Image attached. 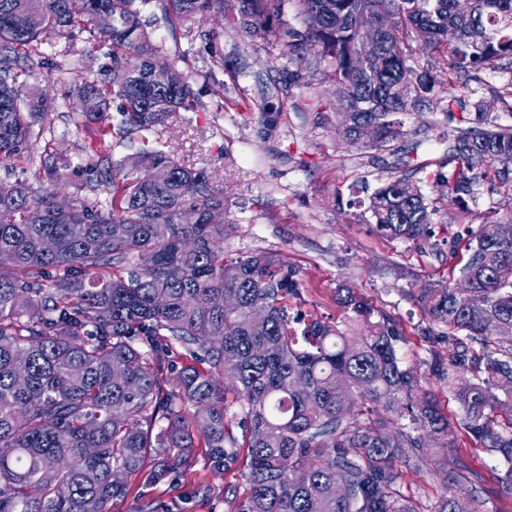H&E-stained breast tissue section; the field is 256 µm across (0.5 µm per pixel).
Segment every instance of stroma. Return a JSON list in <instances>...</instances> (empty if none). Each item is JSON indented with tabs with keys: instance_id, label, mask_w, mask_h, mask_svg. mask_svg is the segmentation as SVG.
I'll use <instances>...</instances> for the list:
<instances>
[{
	"instance_id": "35a3bbf8",
	"label": "stroma",
	"mask_w": 512,
	"mask_h": 512,
	"mask_svg": "<svg viewBox=\"0 0 512 512\" xmlns=\"http://www.w3.org/2000/svg\"><path fill=\"white\" fill-rule=\"evenodd\" d=\"M296 6H289L280 27L263 32L243 29L233 17L179 22L153 27L155 42L169 50L190 49L183 71L199 103L177 112L160 127L158 144L173 150L184 165L206 169L224 193V221L234 227L224 240V257L234 261L256 252L276 254L295 269L303 285L299 310L330 323L344 319L333 291L338 281L350 282L373 308L399 320L405 341L400 354L418 368L425 389L433 392L442 411L456 405L448 390L430 372L436 359L447 358L452 343L423 334L419 309L405 295L415 279H442L465 259L473 230L485 219H512V197L505 189L481 181L466 207L440 202L429 244L381 237L360 221V208L349 207L355 190H375L405 170L413 171L422 191L438 199L437 175L448 171L452 131L467 127L477 108L500 123L512 124L494 96L512 85V67L482 73L470 80L465 107H449L447 99L422 104L403 121L404 140L377 148L343 140L336 112V86L320 71L287 60L283 27L299 26ZM53 61L74 72L96 76L108 59L93 32L73 29L44 39ZM100 119L76 121L70 109L54 115L55 132L31 144L61 178L52 189L61 196L96 185L89 164L111 143L112 157L121 160L141 146L139 134L100 138ZM459 452L480 482L481 512H512V482L504 468L477 443L455 434ZM204 446L176 477L177 490L145 485L141 476L128 478V491L112 501L109 512H230L217 491L239 482L237 472L217 473L204 462Z\"/></svg>"
}]
</instances>
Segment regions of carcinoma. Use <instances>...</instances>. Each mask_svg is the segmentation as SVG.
Wrapping results in <instances>:
<instances>
[{
    "label": "carcinoma",
    "instance_id": "carcinoma-1",
    "mask_svg": "<svg viewBox=\"0 0 512 512\" xmlns=\"http://www.w3.org/2000/svg\"><path fill=\"white\" fill-rule=\"evenodd\" d=\"M285 2L239 0L238 20L267 30ZM295 2L302 22L317 12L323 23L288 28V55L326 66L347 108L342 122L374 123L376 146L403 140L401 116L436 95L437 76L412 65L414 32L459 78L512 61V0ZM152 3L167 21H191L224 13L228 0H0V162L51 131L58 111L42 92L16 95L18 60L44 67L41 35L85 24L111 64L99 78L73 80L71 96L93 117L117 100L118 130L145 142L119 164L103 146L92 163L103 201L77 195L57 209L49 190L0 182V512H108L129 475L171 480L198 438L215 471H240L244 485L223 489L231 512H479L473 472L451 436L467 434L512 480V239L486 221L452 280L418 279L405 290L422 320L454 341L448 363L432 366L458 407L445 414L401 361L398 322L350 285L334 291L344 326L307 322L289 305L300 280L276 255L224 262L232 225L208 221L224 194L206 170L146 145L198 103L179 69L185 56L151 40L142 9ZM359 11L378 27L383 60L374 68L356 57ZM19 12L29 19L23 31L12 24ZM157 56L169 57L165 81L152 72ZM502 154L512 155V125L481 111L476 125L456 128L448 202L465 204L481 177L512 192V171L494 162ZM184 209L199 222L180 223ZM367 212L391 240L432 236L436 209L409 171L378 187ZM461 278L470 288L458 295ZM226 293L236 308L224 309ZM260 311L261 333L252 324ZM177 346L196 365L169 388L161 355ZM428 463L452 485L429 509L398 485V466ZM338 471L349 482L343 497Z\"/></svg>",
    "mask_w": 512,
    "mask_h": 512
}]
</instances>
